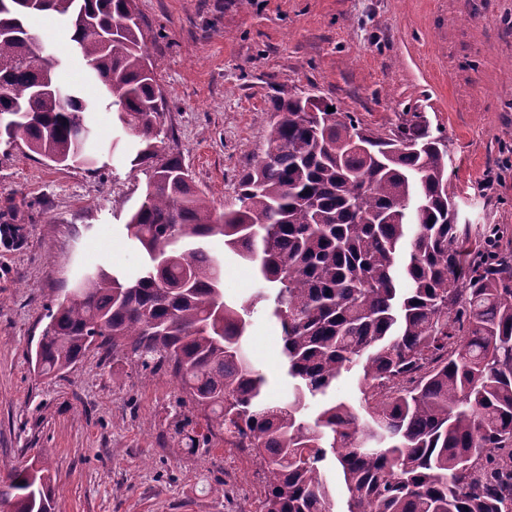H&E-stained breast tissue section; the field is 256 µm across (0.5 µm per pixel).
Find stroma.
<instances>
[{"label": "stroma", "instance_id": "stroma-1", "mask_svg": "<svg viewBox=\"0 0 512 512\" xmlns=\"http://www.w3.org/2000/svg\"><path fill=\"white\" fill-rule=\"evenodd\" d=\"M164 100L167 145L217 209L266 147L274 96L309 90L363 126L390 133L422 116L448 142V191L460 221L512 231V0H137ZM39 24L64 79L82 86L94 165L58 166L24 143L0 141V224L17 228L0 251V477L45 453L53 512H260L264 474L222 438L192 448L205 417L167 369L92 348L77 367L44 376L27 355L47 310L87 271L131 272L142 262L125 224L149 172L99 105L66 26ZM207 246L224 298L260 286L255 265ZM268 380L270 403L292 383L279 325L266 311L243 340Z\"/></svg>", "mask_w": 512, "mask_h": 512}]
</instances>
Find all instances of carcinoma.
Masks as SVG:
<instances>
[{"instance_id":"cac0c4a2","label":"carcinoma","mask_w":512,"mask_h":512,"mask_svg":"<svg viewBox=\"0 0 512 512\" xmlns=\"http://www.w3.org/2000/svg\"><path fill=\"white\" fill-rule=\"evenodd\" d=\"M52 13L151 171L126 223L144 255L132 275L88 272L49 310L35 352L43 374L74 369L92 345L171 368L207 430L264 468L262 512H336L322 462L332 453L347 512H512V250L503 230L457 223L448 144L422 123L383 136L302 92L270 106L267 148L218 212L164 143V102L134 0H0V117L9 137L58 165H91L93 129L62 62L27 33ZM357 139L361 148L351 146ZM257 261L266 287L224 299L206 239ZM273 304L288 401H266L242 340ZM362 371L361 405L324 395ZM49 469L0 481L8 512H52Z\"/></svg>"}]
</instances>
